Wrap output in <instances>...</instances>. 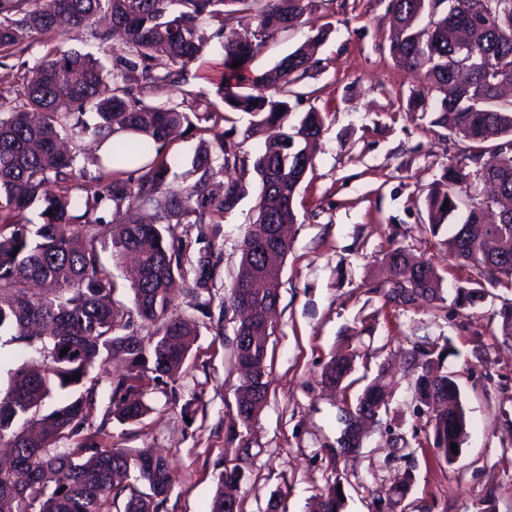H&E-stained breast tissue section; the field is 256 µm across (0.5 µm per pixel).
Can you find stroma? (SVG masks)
<instances>
[{
	"label": "stroma",
	"instance_id": "stroma-1",
	"mask_svg": "<svg viewBox=\"0 0 512 512\" xmlns=\"http://www.w3.org/2000/svg\"><path fill=\"white\" fill-rule=\"evenodd\" d=\"M391 0H316L308 23L268 41L250 64L252 73L272 68L309 37L315 27L331 33L316 53L318 70L295 86L289 123L304 112L325 116L314 147V167L296 197L297 233L279 271V302L268 342L269 393L248 431L236 441L227 434L240 382L234 356L233 313L199 328L197 340L174 386H150V410L140 422L108 415L109 374L100 373L97 404L87 416L100 430V443L166 455L173 483L159 512H210L218 475L226 461L246 455L241 483L242 512H308L326 481L341 477L343 512H388L373 492L404 472L415 480L402 503L404 512H482L493 499L496 512H512V340L497 332V312L512 292L472 306L454 303L467 282L487 274L462 264L444 237H431L425 198L439 179L456 142L434 126L432 114H410L403 105L420 78L397 65L388 51ZM223 36L212 37L199 60L186 67L197 121L182 128L169 147L173 174L190 169L200 145L201 116L216 119V132L233 133L246 160L263 141L246 135L249 115L225 112L224 100L208 75L222 60ZM19 57L0 65V89L17 87L26 67L57 46L110 64L123 52L110 50L83 30L63 28L54 40L32 34ZM224 180L246 179L251 188L226 211L214 238L222 253L214 293L223 298L240 259L239 246L256 218L259 188L253 170L226 168ZM401 247L428 260L443 278L440 298L411 303L388 300L385 255ZM448 345L445 365L460 391L467 437L453 463L440 462L426 442L428 414L419 412L411 381L418 372L408 355L414 344ZM356 353L347 394H334L321 372L335 353ZM391 382L388 409L368 425L358 454L346 456L337 440L336 416L355 403L380 372Z\"/></svg>",
	"mask_w": 512,
	"mask_h": 512
}]
</instances>
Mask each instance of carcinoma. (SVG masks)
Segmentation results:
<instances>
[{
    "mask_svg": "<svg viewBox=\"0 0 512 512\" xmlns=\"http://www.w3.org/2000/svg\"><path fill=\"white\" fill-rule=\"evenodd\" d=\"M312 6L313 0H0L1 60L23 50L31 33L57 32L62 19L90 31L102 45L113 30L123 32L126 42L108 68L55 48L22 76L14 98L0 93L8 104L0 112V350L18 346L26 357L4 369L0 382V445L13 449L9 463L0 465V512H113L124 491V512H159L173 482L168 459L96 443L86 417L96 404L99 379L89 374L97 366L121 367L109 387L112 416L125 423L146 414L143 397L150 383L178 379L198 325L175 312L171 285L177 277L184 281L199 320L212 319L211 288L221 253L210 244L194 258L189 244L166 238L164 225L194 224L202 236L205 225L223 222L224 211L247 195L248 186L235 180L213 188L224 168L244 163L239 143L222 132L213 134L181 182L170 180L166 146L189 122L193 94L185 90L179 100L146 103L137 79L160 89L186 85L185 66L207 44L205 26L215 23L221 32L246 22L253 26L251 37L224 41L218 85L225 109L251 115L247 136L258 138L269 127H283L291 112L289 86L317 69L319 60L300 47L261 76L251 75L248 65L267 41L298 26ZM389 53L423 74L406 111L437 113L433 124L463 144L426 197V230L435 237L452 227L449 252L511 289L512 99L503 87L512 86V0H395ZM158 54L168 58L162 73L153 66ZM238 60L242 64L232 67ZM323 129L321 113L310 110L265 141L253 160L258 213L241 243L224 305L233 308L241 298L277 305L278 290L252 287L253 275L268 262L260 234L292 226L279 250L287 255L295 235L294 200L313 166L307 146ZM119 131L136 137L113 141L106 159L91 160L95 170L78 166L85 140L100 144ZM77 190L83 191L80 203ZM36 203L42 222L32 224L25 213ZM111 205L117 213L125 210L112 260L133 254L138 263L131 309L115 300L117 285L98 249L103 212ZM463 208V222L451 223ZM485 209L496 211V224L483 223ZM386 263L394 276L392 299L440 296L442 278L429 261L397 247ZM487 295L474 281L456 289L455 301L473 305ZM498 315L497 332L504 337L512 333V302L503 303ZM140 326L152 329L149 338L139 336ZM245 331L238 327L234 357L248 375L238 387L244 398L236 401V417L247 429L268 395V339L246 342ZM447 354V345L438 343L408 352L420 368L415 400L431 412L429 442L450 465L455 458L448 448L462 446L467 420L458 385L444 367ZM352 366V355H333L322 382L348 379ZM56 396L61 401L48 408ZM386 398L387 385L375 380L358 402L384 405ZM242 479L239 464L224 467L210 512H228V501L239 505ZM413 482L407 471L376 494L394 508ZM340 484L338 476L326 483L309 512H343Z\"/></svg>",
    "mask_w": 512,
    "mask_h": 512,
    "instance_id": "obj_1",
    "label": "carcinoma"
}]
</instances>
